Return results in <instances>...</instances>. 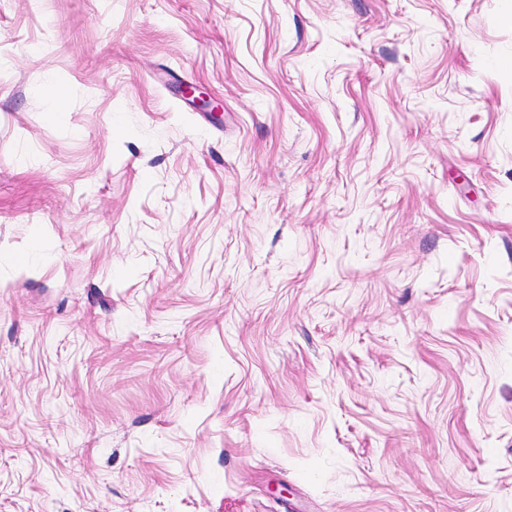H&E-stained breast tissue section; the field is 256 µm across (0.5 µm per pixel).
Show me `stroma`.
I'll use <instances>...</instances> for the list:
<instances>
[{
  "mask_svg": "<svg viewBox=\"0 0 512 512\" xmlns=\"http://www.w3.org/2000/svg\"><path fill=\"white\" fill-rule=\"evenodd\" d=\"M0 512H512V0H0Z\"/></svg>",
  "mask_w": 512,
  "mask_h": 512,
  "instance_id": "stroma-1",
  "label": "stroma"
}]
</instances>
